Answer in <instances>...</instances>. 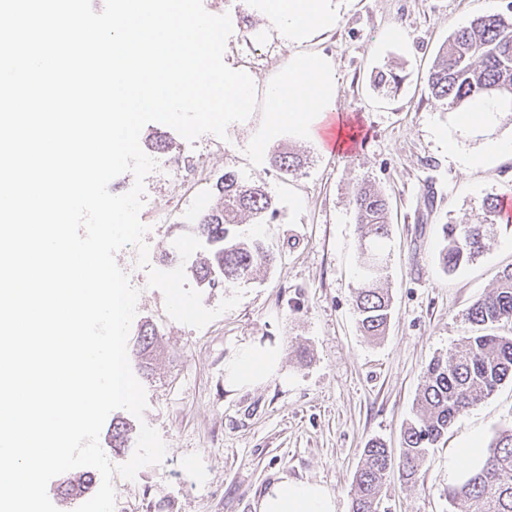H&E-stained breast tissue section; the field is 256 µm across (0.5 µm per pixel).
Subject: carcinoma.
Returning <instances> with one entry per match:
<instances>
[{"label": "carcinoma", "instance_id": "cac0c4a2", "mask_svg": "<svg viewBox=\"0 0 512 512\" xmlns=\"http://www.w3.org/2000/svg\"><path fill=\"white\" fill-rule=\"evenodd\" d=\"M431 95L453 112L476 99L512 104V16L487 12L456 28L436 54L428 75ZM270 163L283 174H296L302 160L288 152L273 151ZM216 203L189 231L203 249L184 263L185 274L212 288L246 281L254 270L274 261L263 241L246 240L238 230L243 216L263 218L276 211L264 183L243 182L232 171L215 182ZM360 224L361 263L354 288V310L366 336L385 335L391 317L387 278L390 235L387 195L374 182L360 178L350 198ZM501 217L499 197L483 200L481 213L462 224L443 225L444 244L438 252L443 269L454 271L485 249ZM471 325L485 329L512 321V268L504 269L496 286L467 309ZM158 351V333L149 322L138 330L136 357L142 370H151ZM506 380H512V336H466L447 359L433 360L414 404V418L403 433L401 476L419 478L427 448L447 431L463 411L477 405ZM391 468L385 445L369 441L355 474L351 512H377L380 490ZM452 512H512V427L495 434L483 461L448 488Z\"/></svg>", "mask_w": 512, "mask_h": 512}]
</instances>
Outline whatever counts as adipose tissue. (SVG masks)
I'll use <instances>...</instances> for the list:
<instances>
[{
  "label": "adipose tissue",
  "instance_id": "obj_1",
  "mask_svg": "<svg viewBox=\"0 0 512 512\" xmlns=\"http://www.w3.org/2000/svg\"><path fill=\"white\" fill-rule=\"evenodd\" d=\"M248 8L270 20L280 41L289 48L288 71L265 90L268 127L288 126L301 137L324 141L335 121L336 79L329 60L304 51L315 36L331 30L341 8L339 0H248ZM494 113L485 102L474 103L454 116V136L448 137V154L465 170L492 166L512 157V140L499 139L465 149L462 139L493 123ZM275 353L242 351L226 370L233 385H250L276 372ZM256 512H335L332 495L312 482L283 479L272 483L255 505Z\"/></svg>",
  "mask_w": 512,
  "mask_h": 512
}]
</instances>
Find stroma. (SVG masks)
I'll return each mask as SVG.
<instances>
[{
	"label": "stroma",
	"instance_id": "35a3bbf8",
	"mask_svg": "<svg viewBox=\"0 0 512 512\" xmlns=\"http://www.w3.org/2000/svg\"><path fill=\"white\" fill-rule=\"evenodd\" d=\"M213 14L249 17L255 49L229 42L225 63L251 73L257 91L281 76L288 50L265 17L246 12L243 0H203ZM512 13V0H346L332 29L312 50L328 56L337 79L336 113L344 128L362 125L367 136L353 152L331 154L288 129L268 134L263 110L231 124L225 140L214 134L187 142L168 126L150 123L142 150L156 161L192 157L203 179L188 188L152 171L140 212L148 231L152 267L185 234L188 215L212 203V186L224 172L262 180L278 211L248 220L246 235L265 239L273 264L241 283L237 307L200 329L171 319L164 295L149 288L136 265L135 246L116 255L141 284L134 324L159 331L161 355L154 376L142 378L145 423L167 446L162 464L135 479L114 476L115 512H254L263 490L280 478L317 482L333 495L336 512H351L354 474L368 441H383L399 456L401 433L428 364L449 356L472 327L467 308L512 266V222L496 224L484 253L452 273L437 252L441 227L459 223L490 195H512V158L476 171L450 160L442 134L452 115L427 86L433 58L449 34L488 12ZM400 37H393V30ZM393 70L402 81L390 94L372 80ZM306 157L302 175H280L259 139ZM381 187L391 205L390 277L393 318L383 339L358 329L352 289L362 259L359 226L349 204L361 177ZM183 212L157 227L172 197ZM269 345L280 352L268 379L234 387L224 368L244 348ZM512 426V381L459 415L429 449L418 483L387 477L378 512H449L448 488L460 449L487 447L495 432Z\"/></svg>",
	"mask_w": 512,
	"mask_h": 512
}]
</instances>
